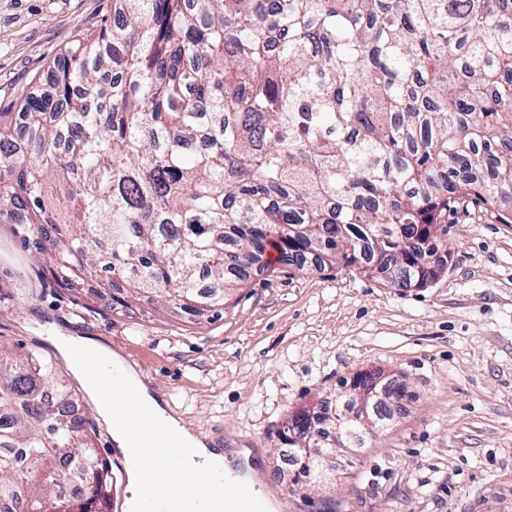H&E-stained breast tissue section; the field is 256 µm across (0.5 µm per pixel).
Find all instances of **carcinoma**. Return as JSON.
<instances>
[{
	"mask_svg": "<svg viewBox=\"0 0 512 512\" xmlns=\"http://www.w3.org/2000/svg\"><path fill=\"white\" fill-rule=\"evenodd\" d=\"M41 94L0 110V223L77 300L112 292L194 317L224 309L268 247L303 267L423 288L454 252L465 197L512 204V0H112ZM367 392L384 428L406 385ZM64 370L0 358V499L57 512L72 474L106 501L112 469ZM329 417L296 413L304 447ZM363 448L359 422L338 426Z\"/></svg>",
	"mask_w": 512,
	"mask_h": 512,
	"instance_id": "obj_1",
	"label": "carcinoma"
}]
</instances>
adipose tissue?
Masks as SVG:
<instances>
[{"instance_id": "1", "label": "adipose tissue", "mask_w": 512, "mask_h": 512, "mask_svg": "<svg viewBox=\"0 0 512 512\" xmlns=\"http://www.w3.org/2000/svg\"><path fill=\"white\" fill-rule=\"evenodd\" d=\"M54 342L72 373L88 381L100 375L116 379L118 387L112 397L98 391L93 397L100 415L112 424L117 449H125L130 433L156 424L171 454L181 461L175 468L147 469L145 463L153 457L154 448L152 443H145L141 461L128 468L130 507H139L143 488L149 485L157 501L179 503L181 512H198L200 505L209 500L215 483L224 477L223 451L209 447L178 413L167 410L111 347L89 336H58Z\"/></svg>"}]
</instances>
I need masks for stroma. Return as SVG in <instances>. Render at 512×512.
Instances as JSON below:
<instances>
[{
	"label": "stroma",
	"mask_w": 512,
	"mask_h": 512,
	"mask_svg": "<svg viewBox=\"0 0 512 512\" xmlns=\"http://www.w3.org/2000/svg\"><path fill=\"white\" fill-rule=\"evenodd\" d=\"M112 0H0V108ZM448 271L398 290L359 271L296 268L251 278L237 304L197 319L82 306L36 279L29 251L0 224V355H61L51 337L118 350L163 404L211 447L252 453L254 489L282 490L274 512H512V208L466 200L448 215ZM30 294L15 300L13 292ZM381 370L404 382L407 412L366 447L337 456L333 480L297 478L282 432L335 401L344 381Z\"/></svg>",
	"instance_id": "1"
}]
</instances>
